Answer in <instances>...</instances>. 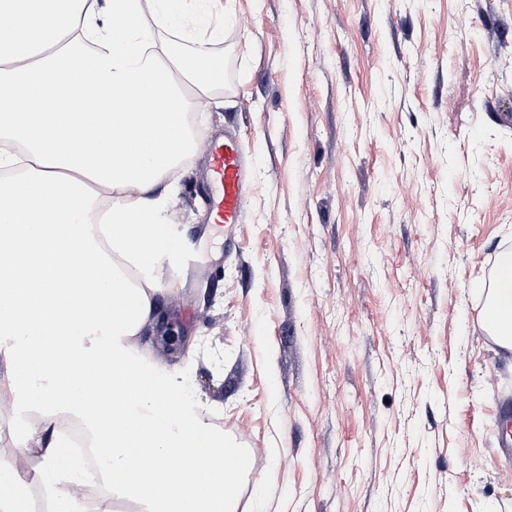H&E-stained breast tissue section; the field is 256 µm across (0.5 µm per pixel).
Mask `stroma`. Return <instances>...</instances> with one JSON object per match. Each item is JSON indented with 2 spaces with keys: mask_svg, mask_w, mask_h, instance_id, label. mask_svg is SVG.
<instances>
[{
  "mask_svg": "<svg viewBox=\"0 0 512 512\" xmlns=\"http://www.w3.org/2000/svg\"><path fill=\"white\" fill-rule=\"evenodd\" d=\"M231 7L165 213L197 264L163 262L176 287L139 351L250 451L238 512H512V362L474 292L512 249V0ZM227 130L253 170L219 230L205 176ZM27 404L0 396V464L46 506L37 442L68 412ZM496 443L503 453H512V406L511 401H508V399H504L501 404L500 424Z\"/></svg>",
  "mask_w": 512,
  "mask_h": 512,
  "instance_id": "35a3bbf8",
  "label": "stroma"
}]
</instances>
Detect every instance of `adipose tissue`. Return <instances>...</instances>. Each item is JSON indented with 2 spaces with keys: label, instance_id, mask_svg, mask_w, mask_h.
I'll return each mask as SVG.
<instances>
[{
  "label": "adipose tissue",
  "instance_id": "adipose-tissue-1",
  "mask_svg": "<svg viewBox=\"0 0 512 512\" xmlns=\"http://www.w3.org/2000/svg\"><path fill=\"white\" fill-rule=\"evenodd\" d=\"M0 391L23 389L86 414L113 498L140 512H237L250 453L206 425L184 375L146 361L136 338L166 283L176 243L165 223L170 174L191 155L187 117L222 86L209 48L221 0H0ZM480 326L512 353V250L481 284ZM68 347L41 349L56 314ZM114 402L87 414L85 398ZM206 462L186 482L171 457ZM144 469L133 474L134 462Z\"/></svg>",
  "mask_w": 512,
  "mask_h": 512
}]
</instances>
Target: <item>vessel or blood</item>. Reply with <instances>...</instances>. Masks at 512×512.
Segmentation results:
<instances>
[{"instance_id": "vessel-or-blood-1", "label": "vessel or blood", "mask_w": 512, "mask_h": 512, "mask_svg": "<svg viewBox=\"0 0 512 512\" xmlns=\"http://www.w3.org/2000/svg\"><path fill=\"white\" fill-rule=\"evenodd\" d=\"M209 153L206 182L214 219L219 224L239 223L247 198L252 163L229 132L212 141ZM496 443L503 453H512V402L507 400L501 404Z\"/></svg>"}]
</instances>
